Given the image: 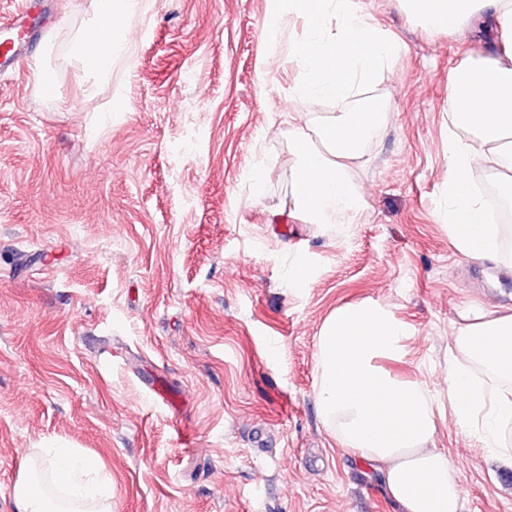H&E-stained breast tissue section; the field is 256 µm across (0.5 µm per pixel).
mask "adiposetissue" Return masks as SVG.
<instances>
[{
	"label": "adipose tissue",
	"instance_id": "ef3b65f1",
	"mask_svg": "<svg viewBox=\"0 0 512 512\" xmlns=\"http://www.w3.org/2000/svg\"><path fill=\"white\" fill-rule=\"evenodd\" d=\"M266 25L278 32L302 18L305 38L292 51L302 94L344 103L372 81L402 45L369 21L356 0H267ZM415 19L445 33L468 20L493 39L494 57L448 76V230L468 258L495 261L504 227L489 223L471 191L483 167L512 189V0H402ZM129 0H95L92 18L73 37L70 57L82 72L109 81L122 45ZM381 123L371 109L322 118L306 114L288 139L296 156L293 203L309 224H353L363 208L350 174ZM407 326L382 304H347L325 320L318 338L317 411L337 444L371 463L396 512H460V471L434 445L438 405L427 385L398 378L382 362L405 355ZM448 406L458 428L488 452L512 457V307H473L448 344ZM58 492L34 470L16 482V512H112V479L73 449L39 451Z\"/></svg>",
	"mask_w": 512,
	"mask_h": 512
}]
</instances>
